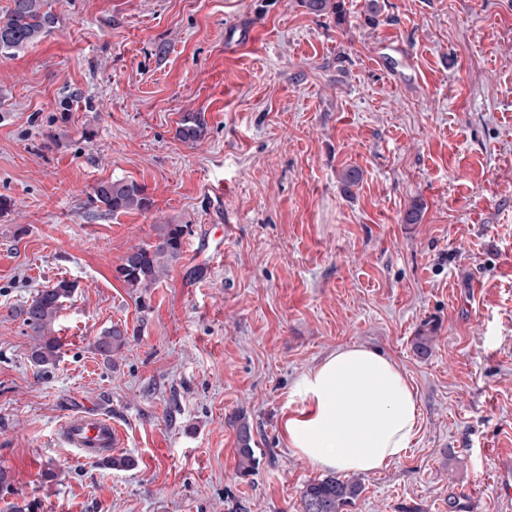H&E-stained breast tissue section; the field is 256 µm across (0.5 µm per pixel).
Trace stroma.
Returning <instances> with one entry per match:
<instances>
[{"mask_svg": "<svg viewBox=\"0 0 512 512\" xmlns=\"http://www.w3.org/2000/svg\"><path fill=\"white\" fill-rule=\"evenodd\" d=\"M51 3L55 27L0 54V512H302L324 472L282 409L351 344L400 365L422 423L346 512H512V0H343L341 22L300 0ZM387 43L400 71L376 63ZM115 179L150 208L93 204ZM159 224L189 233L140 299L115 269ZM60 280L42 370L20 311ZM87 411L133 467L64 442ZM179 133L184 141L199 140L204 133V123L201 116L195 112L185 113L180 122ZM126 328L121 324H113L105 329L96 340V350L104 359H111L112 354L122 349L126 344ZM237 425L239 448H237L238 469L242 475H247L256 463L255 450L251 445L252 436L246 422H241L240 417H235L233 423Z\"/></svg>", "mask_w": 512, "mask_h": 512, "instance_id": "obj_1", "label": "stroma"}]
</instances>
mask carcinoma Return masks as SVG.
Wrapping results in <instances>:
<instances>
[{"label": "carcinoma", "mask_w": 512, "mask_h": 512, "mask_svg": "<svg viewBox=\"0 0 512 512\" xmlns=\"http://www.w3.org/2000/svg\"><path fill=\"white\" fill-rule=\"evenodd\" d=\"M313 14L328 12L342 16L341 0H301ZM55 24L50 0H10L6 14L0 18V54H10L35 43L50 32ZM180 136L185 141L199 140L204 133L201 116L185 113L180 122ZM93 202L103 204L107 210L117 212L144 211L150 200L143 188L134 181L115 180L98 183L94 187ZM189 232L186 224L156 225V239L147 247L133 249L116 267V278L133 292L147 291L154 287L176 263L183 252L184 240ZM74 285L60 280L51 287L39 290L31 302L21 310L23 324L35 341L31 354L32 363L46 369L56 364L59 356V338L53 335V325L68 299ZM126 328L114 324L105 329L96 340V350L106 360L126 344ZM237 423L239 448L238 469L247 475L256 463L252 436L247 423L234 418ZM363 488L355 480H342L330 475L308 483L303 491V512H344L362 493Z\"/></svg>", "instance_id": "cac0c4a2"}]
</instances>
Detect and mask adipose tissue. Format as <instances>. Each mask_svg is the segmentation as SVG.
I'll return each mask as SVG.
<instances>
[{
	"label": "adipose tissue",
	"instance_id": "adipose-tissue-1",
	"mask_svg": "<svg viewBox=\"0 0 512 512\" xmlns=\"http://www.w3.org/2000/svg\"><path fill=\"white\" fill-rule=\"evenodd\" d=\"M298 406L281 425L289 448L310 465L372 473L401 459L420 431L416 396L399 364L364 345L337 348L295 383Z\"/></svg>",
	"mask_w": 512,
	"mask_h": 512
}]
</instances>
